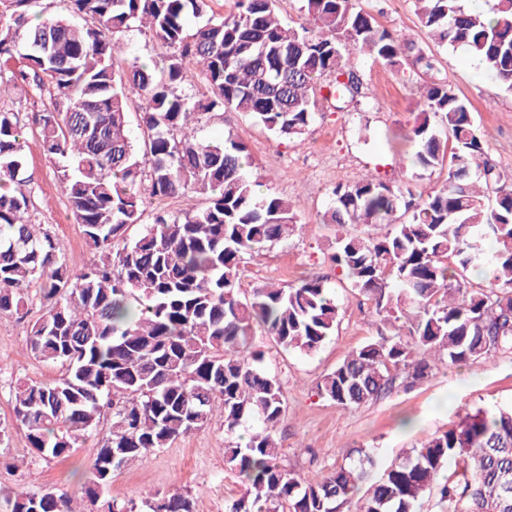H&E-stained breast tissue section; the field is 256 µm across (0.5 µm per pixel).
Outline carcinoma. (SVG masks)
<instances>
[{"label":"carcinoma","instance_id":"obj_1","mask_svg":"<svg viewBox=\"0 0 512 512\" xmlns=\"http://www.w3.org/2000/svg\"><path fill=\"white\" fill-rule=\"evenodd\" d=\"M211 0H68L75 21L31 12L34 0H0V94L24 87L45 100L35 125L87 246L92 265L68 257L49 229L36 233L23 185L26 123L0 108V316L26 321L28 287L44 312L27 321L35 359L61 378L19 382L14 415L29 446L54 460L96 431L112 408L109 434L92 464L82 512H192L183 493H149L142 510L105 496L114 472L147 452L220 419L247 442L225 449L245 487L225 512H512V407L477 409L405 458L377 470L374 449L308 482L281 463L276 431L285 416L282 384L262 368L257 336L284 351H318L340 323L327 279L274 281L245 294L247 258L303 228L291 203L262 193L248 176L247 149L232 136L194 135L197 116L240 113L279 138L300 139L321 107L336 111L377 97L364 91L353 56L391 67L434 69L424 50L377 23L357 0H303L307 22L283 23L276 0H236L210 16ZM435 39L463 45L512 92V0H494L491 20L464 0H415ZM145 28L161 62L117 66L123 37ZM201 72L204 90L182 86ZM142 96L138 144L129 134L127 90ZM408 133L412 164L447 170L425 198L411 184L373 177L338 185L322 223L336 235L334 266L371 304L382 333L348 352L316 388L351 409L413 384L437 363L463 364L512 350V178L492 164L470 109L451 86L419 89ZM163 200L202 195L206 206L145 222L142 194ZM143 232L126 240L129 227ZM361 224L368 232L346 230ZM489 274L488 284L465 272ZM366 494L358 496L361 488ZM9 512H75L65 493L16 491Z\"/></svg>","mask_w":512,"mask_h":512}]
</instances>
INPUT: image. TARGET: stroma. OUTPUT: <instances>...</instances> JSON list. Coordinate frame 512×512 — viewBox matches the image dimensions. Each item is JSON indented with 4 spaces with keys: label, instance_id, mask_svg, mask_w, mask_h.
<instances>
[{
    "label": "stroma",
    "instance_id": "35a3bbf8",
    "mask_svg": "<svg viewBox=\"0 0 512 512\" xmlns=\"http://www.w3.org/2000/svg\"><path fill=\"white\" fill-rule=\"evenodd\" d=\"M385 29L415 40L435 60L434 78L448 82L468 103L489 159L512 177V93L493 79L478 82L469 73V51L439 43L422 27L412 0H358ZM354 64L368 88L377 91V103L348 112L325 110L300 139L273 136L262 126L232 112L199 115L197 135L205 140L231 136L242 142L254 164L253 179L268 191L290 199L304 224L302 232L266 245L254 254L241 279L242 290L274 280L291 285L311 276H327L335 293L341 321L334 336L314 354L265 348L263 365L276 374L288 402L278 427L282 462L308 481L323 479L332 468L355 456L357 449L376 451L379 466L404 458L435 434L455 427L468 412L493 405H512V351L465 365L438 364L431 377L412 387L396 386L368 405L344 409L322 398L317 382L345 355L374 338L377 332L396 333L398 323L379 324L367 306L334 271L329 256L336 247V227L321 223L329 207L331 190L340 183L368 177L386 182L411 179L416 190L429 193L441 186L446 171H425L411 166L414 151L404 135L410 128L416 90L425 74L403 77L389 66L356 56ZM27 190L41 223L47 224L61 247L79 263L89 265L96 256L86 245L79 224L68 207L53 165L45 158L36 126H29L25 150ZM64 373L34 359L16 318L0 317V427L9 441L0 446V490L23 488L38 492L55 489L82 502V487L91 477V464L112 422L111 409H103L94 432L66 460H45L29 447L26 431L16 423L12 390L20 381L49 382ZM413 426L403 429L400 421ZM228 435L219 422L205 430L176 439L168 447L150 452L114 473L108 497L140 500L148 492L180 490L189 495L193 512H224L226 502L242 495L244 487L224 461Z\"/></svg>",
    "mask_w": 512,
    "mask_h": 512
}]
</instances>
